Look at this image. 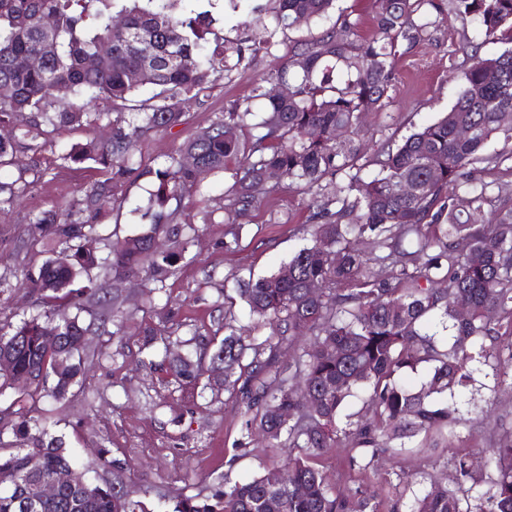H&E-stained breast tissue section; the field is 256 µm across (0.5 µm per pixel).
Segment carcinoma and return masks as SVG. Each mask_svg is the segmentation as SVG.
Listing matches in <instances>:
<instances>
[{
    "mask_svg": "<svg viewBox=\"0 0 512 512\" xmlns=\"http://www.w3.org/2000/svg\"><path fill=\"white\" fill-rule=\"evenodd\" d=\"M92 2L0 0V87L6 88L0 124L14 129L13 140L0 141V166L19 149L42 150L49 125L112 118L110 140L76 143L61 154L73 164L95 165L82 195L64 210L29 217L66 245L71 261L48 258L37 276L22 281L39 293L43 310L15 325L0 323V352L12 360V375L0 374V395L17 391L0 406V468L22 481L50 480L76 467L63 439L44 430L33 435L30 423L45 419L47 400L65 398L78 384L86 331L79 316L60 326L52 346L42 328L57 309L82 312L91 303L94 291L84 281L100 261L83 242L102 237L95 220L120 213L118 190L136 173L140 140L180 124L183 112L170 108L172 102L207 96L231 64L260 50L248 39L210 47L207 14L174 16L169 0H99L104 8L91 14ZM273 2L268 49L283 44L297 18L322 17L334 0ZM373 7L375 37L353 42L332 29L295 43L265 78L287 82L299 67L288 97L269 98L257 122L249 107L234 104L168 156L155 171L157 207L142 214L149 231L108 244L113 280L143 273L165 281L171 253L152 249L151 241L162 233L178 237L183 190L232 160L239 172L226 190L228 247L237 241L240 219L279 182L312 195L309 242L284 263L288 276L279 270L237 280L250 323L224 316V339L194 361L173 356L170 337L161 338L162 361L190 395L204 359L224 363V392L244 416L234 451L249 452L261 431L267 447L288 449V459L246 482L227 473L224 488L181 498L173 512H380L375 493H345L330 481L325 457L342 448L348 471L359 473L383 455L397 460L403 440L443 436L461 425L448 396L466 387L474 371L488 367L496 380L512 378V184L502 182L512 175V49L474 61L448 111L396 148L384 144L369 159L362 139L366 116L387 106L399 47H414L451 15L475 16L485 36L512 42V0H373ZM45 15L55 20L50 32L40 25ZM117 15L124 18L121 28L113 24ZM102 44L110 46V59L92 68L88 59ZM36 53L43 54L40 68L15 65ZM330 62L342 73L336 84L327 75ZM146 87L153 95L133 103ZM186 152L199 156L200 167L183 165ZM362 159L379 167L375 176H362ZM29 173V180L0 182V212L46 175L36 166ZM407 184L415 191L404 193ZM312 283L319 293L309 291ZM460 304L468 307L465 318ZM291 341L304 345L284 372L277 366L280 349ZM422 367L429 379L416 391L405 378ZM16 376L30 382L20 385ZM358 394L371 414L352 422L344 410ZM485 454L486 476L475 473L464 449L453 460L455 487L431 482L410 512H512V432ZM101 463L113 479L65 487L38 512H145L124 491L110 449L101 450ZM0 512H28L18 489H0Z\"/></svg>",
    "mask_w": 512,
    "mask_h": 512,
    "instance_id": "1",
    "label": "carcinoma"
}]
</instances>
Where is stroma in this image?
Instances as JSON below:
<instances>
[{
  "label": "stroma",
  "mask_w": 512,
  "mask_h": 512,
  "mask_svg": "<svg viewBox=\"0 0 512 512\" xmlns=\"http://www.w3.org/2000/svg\"><path fill=\"white\" fill-rule=\"evenodd\" d=\"M191 6L209 10L213 32L227 40L246 35L261 38L271 23L268 0L175 3L179 11ZM346 20L354 23L353 28L345 29L349 39H368L376 33L369 0H336L325 16L301 21L288 30L284 45L259 54L249 65L237 66L216 82L207 97L187 104L182 124L142 139L136 151L142 174L122 188L118 235L146 231L141 215L151 204L153 172L168 155L221 117L231 104L262 113L266 101L254 97L253 89L282 63L288 44L318 38L328 29L341 28ZM511 46L485 37L475 19L452 16L430 30L419 45L397 53L396 81L387 112L367 121L373 136L371 149H378L384 141L398 144L413 129L447 111L471 55L492 57ZM104 133L101 125L50 132L40 153L14 154L11 164L0 168L2 182L15 180L20 169L31 163L47 170L15 211L0 213V276L11 283L0 292L1 321L15 323L38 310L36 293L18 286L17 281L38 272L45 261V254L28 247L32 238H44L45 233L37 225L23 222V214L64 207L80 195L93 175L92 170L63 163L59 146L98 140ZM234 172V167H227L224 173L208 176L200 186L184 191L182 218L199 225L200 231L186 253L173 256L172 273L162 290L153 289L141 276L116 284L106 267L92 270L105 296L119 297L128 321L118 334L112 325L92 324L78 385L67 398L50 404V433L76 449L81 463L92 470L99 467L100 449L109 448L124 464L125 487L147 512H172L178 496L209 493L223 483L228 472L239 480L250 479L271 469L275 461L274 451L259 436L253 438L249 454L233 456L232 443L239 436L243 417L224 393L207 388L187 396L177 383H162L161 372L143 365L151 354L144 345L145 329L184 340L222 339L225 310L241 317L247 314L236 291L237 279L278 270L304 242L310 197L300 187L284 182L261 200L249 223L241 225L237 247L225 249V190L232 184ZM205 212L210 220L204 224L200 216ZM167 302L176 310L171 322L162 310ZM455 403L463 419L459 436L439 438L434 448L422 437L412 438L400 462L381 459L375 470L352 475L348 486L375 491L381 512H407L414 497L431 481L452 485L449 462L463 448L474 447L473 465L482 468V447L512 428V383L498 385L484 372H474L464 396L456 397ZM399 469L407 473V481L398 480L395 472Z\"/></svg>",
  "instance_id": "stroma-1"
}]
</instances>
